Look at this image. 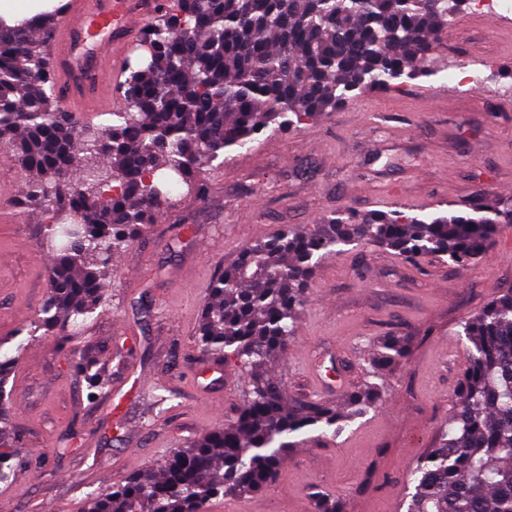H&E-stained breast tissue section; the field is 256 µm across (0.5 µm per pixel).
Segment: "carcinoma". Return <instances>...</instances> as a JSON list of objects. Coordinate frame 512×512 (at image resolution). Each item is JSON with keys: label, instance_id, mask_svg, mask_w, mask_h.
I'll list each match as a JSON object with an SVG mask.
<instances>
[{"label": "carcinoma", "instance_id": "carcinoma-1", "mask_svg": "<svg viewBox=\"0 0 512 512\" xmlns=\"http://www.w3.org/2000/svg\"><path fill=\"white\" fill-rule=\"evenodd\" d=\"M461 0H168L147 25V62L123 82L126 107L98 124L64 112L49 74L53 16L0 19V144L27 174L25 198L51 212L30 236L53 255L48 295L29 333L52 336L88 399L105 393V364L72 327L103 304L113 259L171 203L162 176L199 197V174L271 130L328 118L354 91H389L431 72ZM512 224V199L476 194L461 210L421 218L398 208L345 210L314 228L285 226L219 273L197 329L207 355L246 371L228 423L183 442L157 469L86 497L85 512H208L224 496L261 492L311 431L337 437L375 409L411 332L379 337L364 383L327 401L290 397L268 373L288 350L322 262L345 246L424 254L465 267ZM469 357L448 420L411 467L406 512H512V289L461 323ZM16 356L0 352V483L41 467L23 451L6 387ZM314 512H346L312 493Z\"/></svg>", "mask_w": 512, "mask_h": 512}]
</instances>
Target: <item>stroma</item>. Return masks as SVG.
I'll use <instances>...</instances> for the list:
<instances>
[{"label": "stroma", "mask_w": 512, "mask_h": 512, "mask_svg": "<svg viewBox=\"0 0 512 512\" xmlns=\"http://www.w3.org/2000/svg\"><path fill=\"white\" fill-rule=\"evenodd\" d=\"M431 76L402 78L386 92H365L332 117L261 135L203 171L204 197L174 198L158 222L107 269L103 306L76 328L85 348L129 373L122 391L89 401L67 371L52 337L24 332L48 291L51 254L29 235L45 211L24 199L25 174L11 167L0 206L19 218L0 236L1 340L18 358L9 407L27 430L24 450L48 456L27 480L0 483V512H54L69 502L82 512L85 492L123 483L159 464L182 439L235 415L246 374L227 360L225 382L197 386L212 357L195 343L213 277L243 249L282 225L311 227L346 208L387 210V185H402L410 214L429 217L475 194L512 195V13L491 19L473 7L459 13ZM512 289V227L467 267L426 255L404 262L367 245L327 259L288 351L271 372L292 396L307 398L322 360L345 366L333 398L359 386L376 336L394 326L415 336L410 354L388 376L385 400L341 436L293 449L278 482L258 495L217 499L222 512H311L321 489L346 512H405L408 469L436 438L466 363L458 324ZM151 298L162 316L137 307ZM180 407L146 424L160 388ZM121 420H113V405ZM65 456H56L61 444Z\"/></svg>", "instance_id": "obj_1"}]
</instances>
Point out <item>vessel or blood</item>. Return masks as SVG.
Listing matches in <instances>:
<instances>
[{
  "label": "vessel or blood",
  "instance_id": "b4317fda",
  "mask_svg": "<svg viewBox=\"0 0 512 512\" xmlns=\"http://www.w3.org/2000/svg\"><path fill=\"white\" fill-rule=\"evenodd\" d=\"M164 0H64L50 38L57 86L70 106L104 112L118 104L114 49L141 34Z\"/></svg>",
  "mask_w": 512,
  "mask_h": 512
}]
</instances>
